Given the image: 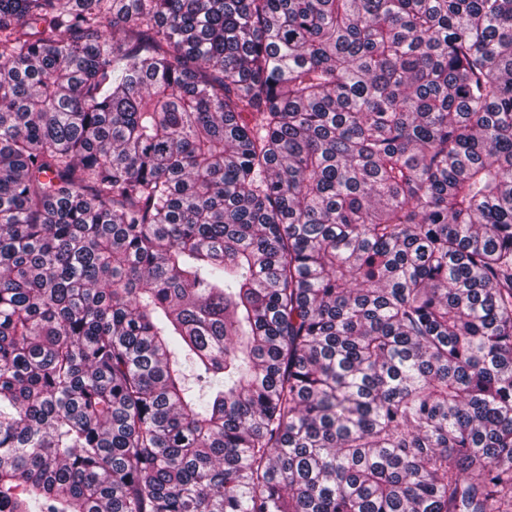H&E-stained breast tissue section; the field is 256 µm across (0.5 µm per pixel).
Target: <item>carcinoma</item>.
<instances>
[{
	"label": "carcinoma",
	"instance_id": "carcinoma-1",
	"mask_svg": "<svg viewBox=\"0 0 512 512\" xmlns=\"http://www.w3.org/2000/svg\"><path fill=\"white\" fill-rule=\"evenodd\" d=\"M0 512H512V0H0Z\"/></svg>",
	"mask_w": 512,
	"mask_h": 512
}]
</instances>
